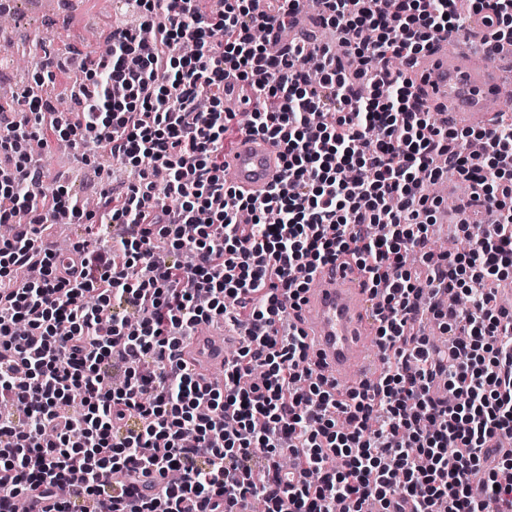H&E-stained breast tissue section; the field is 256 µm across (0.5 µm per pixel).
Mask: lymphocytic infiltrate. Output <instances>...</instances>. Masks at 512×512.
Here are the masks:
<instances>
[{
	"label": "lymphocytic infiltrate",
	"mask_w": 512,
	"mask_h": 512,
	"mask_svg": "<svg viewBox=\"0 0 512 512\" xmlns=\"http://www.w3.org/2000/svg\"><path fill=\"white\" fill-rule=\"evenodd\" d=\"M134 2L140 29L110 26L66 120L37 92L64 57L0 126V403L19 405L0 412V512L46 497L53 512H512V311L487 289L512 269V132L458 133L412 77L434 40L467 35L456 0H317L335 51L295 35L301 0H265L290 35L274 53L254 0ZM469 4L494 58L512 0ZM228 79L247 123L224 109ZM233 129L281 156L265 196L224 178ZM61 141L153 168L90 212L44 186L32 149ZM450 173L473 200L469 246L437 254L429 188ZM61 224L111 244L58 263L41 240ZM339 261L368 281L386 365L345 395L286 321ZM451 292L473 305H444ZM425 315L445 347L416 332ZM217 317L248 336L206 387L182 343Z\"/></svg>",
	"instance_id": "1"
}]
</instances>
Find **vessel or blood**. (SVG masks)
Segmentation results:
<instances>
[{
  "instance_id": "1",
  "label": "vessel or blood",
  "mask_w": 512,
  "mask_h": 512,
  "mask_svg": "<svg viewBox=\"0 0 512 512\" xmlns=\"http://www.w3.org/2000/svg\"><path fill=\"white\" fill-rule=\"evenodd\" d=\"M465 51L463 41L443 40L419 65L431 100L447 105L448 120L455 126L470 123L475 117L488 122L485 105L490 99L512 103L491 71L480 72L463 63ZM224 166L239 190L258 195L276 183L281 160L268 141L244 136L233 151L225 154ZM297 315L299 326L307 334L309 357L329 381H346L358 388L377 379L379 355L364 346L375 320L361 273L339 263L318 271ZM230 333L223 319L218 318L207 323L204 332L191 337L185 357L198 380L211 381L208 365L223 363L227 356L223 338Z\"/></svg>"
}]
</instances>
